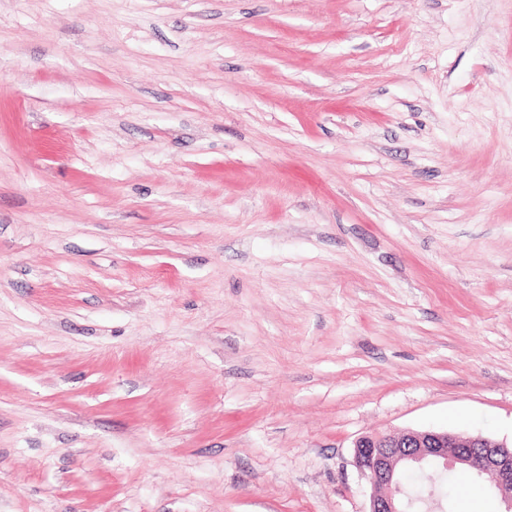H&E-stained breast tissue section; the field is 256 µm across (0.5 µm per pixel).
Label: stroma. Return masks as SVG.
Segmentation results:
<instances>
[{
	"mask_svg": "<svg viewBox=\"0 0 512 512\" xmlns=\"http://www.w3.org/2000/svg\"><path fill=\"white\" fill-rule=\"evenodd\" d=\"M408 429L512 439V0H0V512H366Z\"/></svg>",
	"mask_w": 512,
	"mask_h": 512,
	"instance_id": "1",
	"label": "stroma"
}]
</instances>
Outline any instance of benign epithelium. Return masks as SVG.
<instances>
[{
  "instance_id": "benign-epithelium-1",
  "label": "benign epithelium",
  "mask_w": 512,
  "mask_h": 512,
  "mask_svg": "<svg viewBox=\"0 0 512 512\" xmlns=\"http://www.w3.org/2000/svg\"><path fill=\"white\" fill-rule=\"evenodd\" d=\"M435 462L440 468L463 467L493 478L490 486L512 512V445L481 435L409 430L362 436L353 445L352 463L371 487L368 512H408L399 473L410 466Z\"/></svg>"
}]
</instances>
